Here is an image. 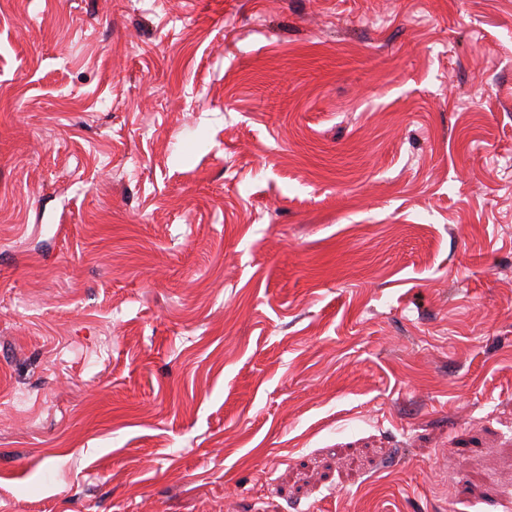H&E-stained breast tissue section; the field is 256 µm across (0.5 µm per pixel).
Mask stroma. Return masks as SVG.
Here are the masks:
<instances>
[{
	"mask_svg": "<svg viewBox=\"0 0 512 512\" xmlns=\"http://www.w3.org/2000/svg\"><path fill=\"white\" fill-rule=\"evenodd\" d=\"M0 512H512V0H0Z\"/></svg>",
	"mask_w": 512,
	"mask_h": 512,
	"instance_id": "35a3bbf8",
	"label": "stroma"
}]
</instances>
